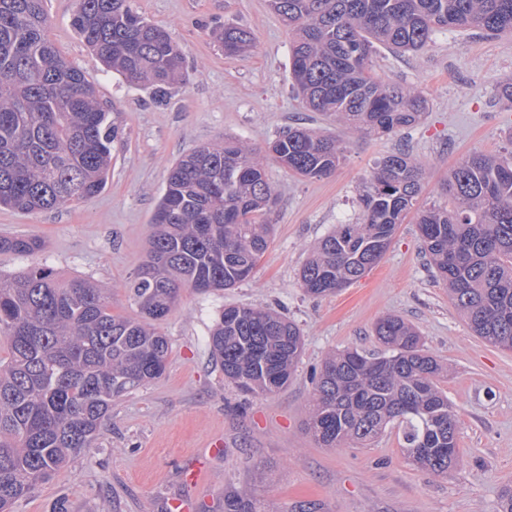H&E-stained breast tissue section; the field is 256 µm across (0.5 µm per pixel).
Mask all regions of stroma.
Masks as SVG:
<instances>
[{
  "label": "stroma",
  "instance_id": "1",
  "mask_svg": "<svg viewBox=\"0 0 512 512\" xmlns=\"http://www.w3.org/2000/svg\"><path fill=\"white\" fill-rule=\"evenodd\" d=\"M76 0H45L48 36L95 84L125 131L112 152L105 188L77 204L36 213L0 209V236L39 237L37 257L0 253V275L33 263L64 278L111 287L113 311L137 309L126 281L147 257L152 217L172 164L195 147L229 136L264 154L276 205L260 221L273 236L252 276L235 287L182 289L158 329L168 339L163 376L117 398L95 448L40 484L15 512H170L190 498L194 512H223L224 494L252 492L260 512H497L512 486V350L475 336L448 299L422 252L418 226L406 218L382 260L340 292L307 295L300 269L334 225L360 216L358 191L374 161L406 150L424 170L418 204L446 203L450 170L473 153L512 152V104L497 96L512 78V36L436 34L421 51L378 48L373 72L415 88L427 108L410 128L365 135L306 109L292 92L290 37L267 0H135L185 52L188 75L164 103L106 72L71 25ZM253 34V49L225 55L212 38L224 21ZM288 126L328 131L346 143L336 173L300 178L266 157ZM253 306L284 313L300 328L303 351L288 386L268 395L239 391L209 351L222 308ZM403 318L424 349L446 364L438 385L458 420V464L447 476L407 460L390 430L365 448H324L307 429L315 374L333 351L377 354L378 319ZM221 454H211L214 441ZM205 463L208 477L187 486L184 474Z\"/></svg>",
  "mask_w": 512,
  "mask_h": 512
}]
</instances>
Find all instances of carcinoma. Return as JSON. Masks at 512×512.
I'll list each match as a JSON object with an SVG mask.
<instances>
[{
	"label": "carcinoma",
	"instance_id": "carcinoma-1",
	"mask_svg": "<svg viewBox=\"0 0 512 512\" xmlns=\"http://www.w3.org/2000/svg\"><path fill=\"white\" fill-rule=\"evenodd\" d=\"M291 38L293 88L307 109L368 135L412 126L426 100L372 72L377 47L416 52L440 31L512 34V0H267ZM71 25L106 68L163 101L185 81L183 50L132 0H77ZM44 0H0V207L45 211L79 203L106 184L123 129L94 84L49 39ZM224 54L253 47L246 28L213 32ZM289 172L322 179L345 158L344 141L290 127L270 142ZM422 170L405 152L375 162L360 189L361 218L338 224L300 271L314 296L334 294L378 264L415 207ZM451 206L417 211L425 255L471 331L512 350V154L474 153L450 173ZM276 204L263 162L222 138L170 168L152 219L148 258L126 284L138 315L112 312L108 289L31 266L0 278V512H10L55 471L95 447L112 401L160 378L169 343L156 322L180 290L208 292L247 280ZM35 236L0 238V252L41 251ZM380 354H330L315 377L308 429L323 447L364 448L398 429L404 455L444 476L460 457L456 413L437 383L442 367L402 318L375 324ZM224 377L246 393L288 385L303 350L285 315L229 306L210 333ZM224 512H255L247 491L224 493Z\"/></svg>",
	"mask_w": 512,
	"mask_h": 512
}]
</instances>
